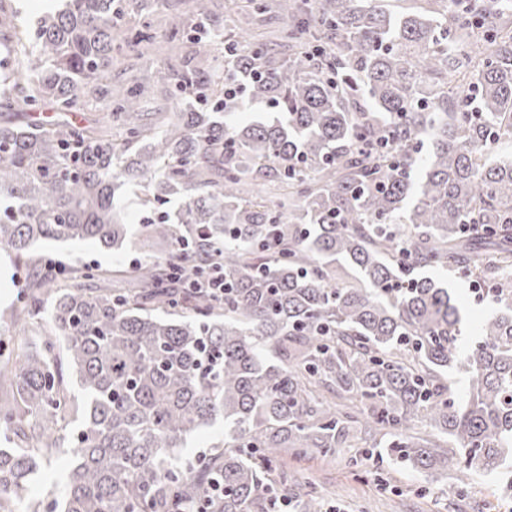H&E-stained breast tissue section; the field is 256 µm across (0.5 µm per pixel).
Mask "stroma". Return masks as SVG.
Instances as JSON below:
<instances>
[{"instance_id":"35a3bbf8","label":"stroma","mask_w":512,"mask_h":512,"mask_svg":"<svg viewBox=\"0 0 512 512\" xmlns=\"http://www.w3.org/2000/svg\"><path fill=\"white\" fill-rule=\"evenodd\" d=\"M167 15V0H124L126 27L136 29L148 21L161 36L166 30ZM120 206L127 214L130 230L128 243L122 250L105 249L94 240L67 243L43 240L21 255L0 248V314L10 313L12 307L18 306L27 276L45 262L62 267L123 270L134 257L144 263L157 260V253L141 250L138 245L142 210L128 196L121 199ZM426 274L446 281L452 295L463 306V336H470L478 322L497 308L492 298H477L470 285L454 272L430 268ZM371 446V441L366 439L358 447L340 448L332 455L312 454L299 461H289L288 468L294 476L289 491L312 481L325 499L323 512H512V492L503 488L512 479V468L473 475L464 494L459 495L454 491L457 481L451 468L418 472L375 458L354 465V458L361 457Z\"/></svg>"}]
</instances>
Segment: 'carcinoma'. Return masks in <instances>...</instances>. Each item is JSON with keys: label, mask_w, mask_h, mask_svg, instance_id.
Returning <instances> with one entry per match:
<instances>
[{"label": "carcinoma", "mask_w": 512, "mask_h": 512, "mask_svg": "<svg viewBox=\"0 0 512 512\" xmlns=\"http://www.w3.org/2000/svg\"><path fill=\"white\" fill-rule=\"evenodd\" d=\"M168 42L211 61L189 69L212 108L144 109L150 76L112 91V57L144 53L146 22L115 43L122 0H64L37 20L26 64L0 84L48 125H0V247L128 237L118 201L142 184L141 247L178 237L224 267V298L163 263L127 272L50 266L22 313L50 328L0 354V512H273L284 458L363 437L415 471L448 462L491 474L512 459V0H277L285 26L248 46V11L224 35ZM99 100L73 121L81 92ZM274 113L246 122L253 107ZM186 199L176 218L156 205ZM181 228L175 230L173 223ZM458 271L503 305L460 351L458 303L419 268ZM69 281L58 287L60 278ZM465 367L460 396L448 372ZM79 388H70L68 377ZM224 441L185 462L187 437ZM73 457L62 496L33 481ZM224 486L220 495L210 485ZM298 512H322L311 491Z\"/></svg>", "instance_id": "obj_1"}]
</instances>
